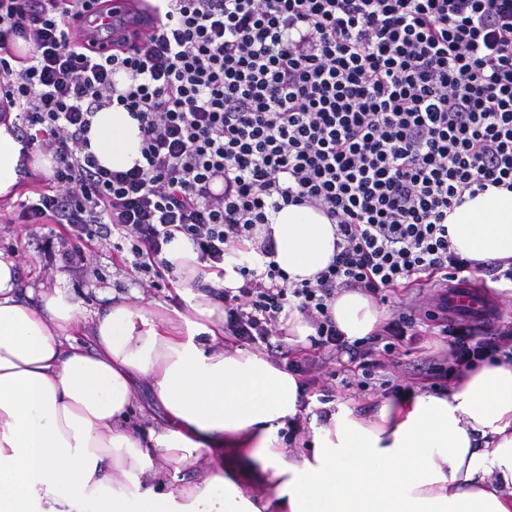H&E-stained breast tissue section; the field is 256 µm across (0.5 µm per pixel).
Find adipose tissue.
Returning <instances> with one entry per match:
<instances>
[{"label": "adipose tissue", "mask_w": 512, "mask_h": 512, "mask_svg": "<svg viewBox=\"0 0 512 512\" xmlns=\"http://www.w3.org/2000/svg\"><path fill=\"white\" fill-rule=\"evenodd\" d=\"M0 122V196L24 170ZM98 163L126 170L142 159L139 123L120 107L96 112L88 133ZM461 257L512 259V191L488 187L448 216ZM272 238L275 260L300 282L336 253V227L320 211L287 206L257 225L249 249ZM185 287L182 308L126 302L85 315L61 289L25 285L0 254V512H262L240 483L280 512H512V360L485 363L445 396L385 401L372 417L333 413L310 447L279 436L299 412L296 378L224 333V308L193 289L197 255L184 237L163 250ZM348 341L375 333L382 314L359 289L331 303ZM148 386L165 413L138 437ZM203 480L168 489L171 466ZM148 474L152 484L143 486Z\"/></svg>", "instance_id": "obj_1"}]
</instances>
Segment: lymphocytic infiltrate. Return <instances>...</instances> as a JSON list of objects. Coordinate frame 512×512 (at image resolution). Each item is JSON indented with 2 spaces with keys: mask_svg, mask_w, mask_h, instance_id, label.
<instances>
[{
  "mask_svg": "<svg viewBox=\"0 0 512 512\" xmlns=\"http://www.w3.org/2000/svg\"><path fill=\"white\" fill-rule=\"evenodd\" d=\"M96 4L112 0H0V112L16 108L19 138L55 163L22 213L63 227L45 249L64 267L83 271L76 243L95 239L161 280L180 234L221 277L230 244L273 213L319 209L338 241L314 279L289 281L267 242L262 265H235L240 287L213 292L231 335L284 359L296 312L319 349L360 357L332 319L337 290L380 298L484 268L454 251L448 214L465 195L512 190V0H162L144 10L158 29L104 58L66 25ZM20 41L32 50L19 58ZM114 104L143 136L144 162L126 171L88 150L92 117ZM484 269L512 285V266ZM441 333L453 368L417 370L392 393L446 387L512 345V325Z\"/></svg>",
  "mask_w": 512,
  "mask_h": 512,
  "instance_id": "f902f5d3",
  "label": "lymphocytic infiltrate"
}]
</instances>
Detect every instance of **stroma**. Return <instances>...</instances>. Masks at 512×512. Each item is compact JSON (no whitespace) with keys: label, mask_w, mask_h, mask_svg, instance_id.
Listing matches in <instances>:
<instances>
[{"label":"stroma","mask_w":512,"mask_h":512,"mask_svg":"<svg viewBox=\"0 0 512 512\" xmlns=\"http://www.w3.org/2000/svg\"><path fill=\"white\" fill-rule=\"evenodd\" d=\"M44 185V179L38 177L27 181L16 197H0V252L12 256L21 277L35 287L55 281L56 273L51 270L49 258L41 248L42 240L50 233L51 227L47 224L25 223L20 215L19 203L35 197ZM83 253L87 258L85 272L70 271L66 274L69 291L81 308L92 310L101 307L98 293L105 289L125 297L136 291L147 303L156 301L170 307L182 306V295L175 286L149 287L145 275L113 259L110 247L95 242L84 245ZM432 296V291L419 289L415 285L400 286L388 292L386 302L380 306L385 317H392L398 311L411 315L417 324V334L405 337L391 356L382 358L380 367L373 369V377L365 389L345 383L351 367L348 354L331 358L326 352L313 348L307 354L298 356V363L313 361L322 366L321 374L301 373L297 376L302 385L300 413L297 417L302 434H310L311 424L318 418L322 385H330L333 405L346 406L355 414L366 417L374 414L382 402L391 399L392 394L385 390L384 381L394 384L401 382L407 366L435 363L451 365L448 342L440 335L437 322L428 318L429 310L435 307ZM331 371L336 372V379L326 380V373Z\"/></svg>","instance_id":"obj_1"}]
</instances>
